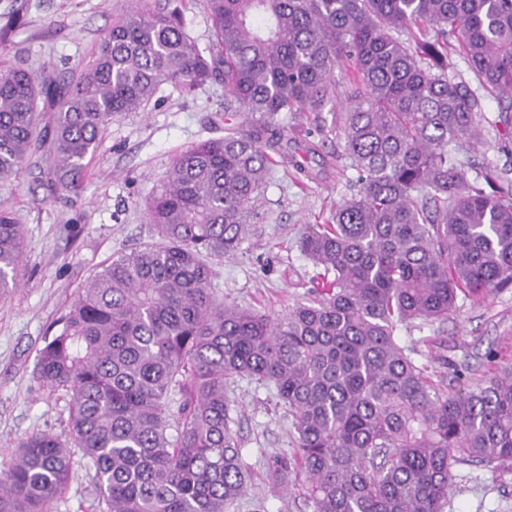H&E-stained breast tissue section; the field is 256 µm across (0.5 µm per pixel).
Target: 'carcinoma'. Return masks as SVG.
I'll use <instances>...</instances> for the list:
<instances>
[{
    "label": "carcinoma",
    "mask_w": 512,
    "mask_h": 512,
    "mask_svg": "<svg viewBox=\"0 0 512 512\" xmlns=\"http://www.w3.org/2000/svg\"><path fill=\"white\" fill-rule=\"evenodd\" d=\"M204 54L179 11L138 9L112 25L91 63L57 79L0 67V184L16 177L52 113L66 187L106 126L164 83H224L248 128L173 160L146 206L152 241L122 254L71 304L37 374L72 394L71 444L35 433L0 477V512H52L71 450L94 468L101 512H224L250 467L229 426L230 382L271 384L297 433L268 465L273 490L306 478L313 512H443L453 468L512 465V364L446 394L406 354L397 328L446 319L458 293L512 286V177H467L458 157L481 138L480 98L448 77L454 36L512 125V0H206ZM425 28L419 39L398 32ZM353 75L339 133L357 192L300 250L323 269L315 297L277 320L227 304L208 258L238 250L281 140L283 112H319L336 65ZM23 233L0 211V289ZM176 419L169 433L170 418Z\"/></svg>",
    "instance_id": "obj_1"
}]
</instances>
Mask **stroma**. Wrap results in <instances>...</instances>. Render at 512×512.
I'll use <instances>...</instances> for the list:
<instances>
[{"instance_id": "obj_1", "label": "stroma", "mask_w": 512, "mask_h": 512, "mask_svg": "<svg viewBox=\"0 0 512 512\" xmlns=\"http://www.w3.org/2000/svg\"><path fill=\"white\" fill-rule=\"evenodd\" d=\"M179 8L186 32L200 48L213 40L205 0H0V21L20 15L19 26L0 34V65L65 78L84 68L112 24L139 9ZM454 75L479 89L483 138L463 149L469 177L484 167L512 168V136L497 120L500 102L480 90L465 59L453 57ZM337 97L318 112H284L282 159L271 168L255 202L251 232L232 255L214 259L211 286L226 302L284 317L307 301L320 280L302 255L303 225L322 224L350 197L356 174L343 158L339 135L346 65L335 69ZM242 113L224 109V85L212 81L194 92L165 84L140 112L113 119L80 178L68 188L50 181L57 158L48 141H37L11 183L0 186V211L22 225L25 249L16 285L0 292V471L25 437L48 433L70 440L71 394L48 387L36 375L40 349L61 326L71 303L112 259L151 237L145 202L173 157L193 144L241 127ZM397 336L407 354L435 375L453 381L466 368L476 381L512 363V288L475 301L458 295L447 320H416ZM230 427L252 471L246 495L226 512H313L303 475L274 495L267 477L275 456H292L296 431L273 386L240 380L232 384ZM95 471L72 456V477L53 512H100ZM444 512H512V468L475 464L453 469Z\"/></svg>"}]
</instances>
